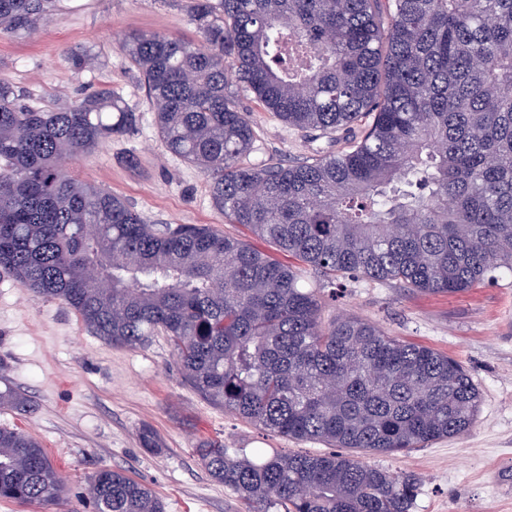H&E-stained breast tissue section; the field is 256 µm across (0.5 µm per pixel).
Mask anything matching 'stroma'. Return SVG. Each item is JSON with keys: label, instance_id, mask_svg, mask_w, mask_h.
Here are the masks:
<instances>
[{"label": "stroma", "instance_id": "stroma-1", "mask_svg": "<svg viewBox=\"0 0 512 512\" xmlns=\"http://www.w3.org/2000/svg\"><path fill=\"white\" fill-rule=\"evenodd\" d=\"M189 0H63L64 8L30 37H0V79L47 108L71 106L109 86L133 108V134L105 140L75 159L81 181L125 199L151 224H205L248 239L229 224L210 196L206 177L162 144L139 74L122 52L132 33L194 38ZM88 50L95 67L74 69L73 52ZM256 139L245 159L258 167L272 157L334 150L288 127L250 98ZM354 316L388 334L462 362L481 393L472 429L405 454H372L368 464L415 474L414 512H512V282L455 295L412 293L386 281L345 280L323 317ZM14 389L27 414L0 411V427L35 438L62 474L67 492L51 505L0 500V512H92L87 479L102 468L122 469L149 485L166 512H248L203 467L196 445L221 439L231 448L323 453L326 445L255 429L187 386L166 336L143 346L106 345L64 303L37 298L0 271V391ZM161 446L146 450L142 427Z\"/></svg>", "mask_w": 512, "mask_h": 512}]
</instances>
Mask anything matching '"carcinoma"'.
<instances>
[{
    "instance_id": "carcinoma-1",
    "label": "carcinoma",
    "mask_w": 512,
    "mask_h": 512,
    "mask_svg": "<svg viewBox=\"0 0 512 512\" xmlns=\"http://www.w3.org/2000/svg\"><path fill=\"white\" fill-rule=\"evenodd\" d=\"M59 7L0 0V35ZM189 19L194 40L123 43L158 135L208 178L228 223L295 263L206 225L149 224L75 177L74 159L136 129L112 89L45 110L1 79L0 267L106 343L167 336L207 402L333 448L249 457L201 441L208 474L252 512H412L418 479L359 456L466 434L480 391L459 361L322 310L343 278L460 294L512 277V0H191ZM241 88L345 146L243 166L255 129ZM307 269L322 287L301 286ZM4 407L29 411L11 390ZM64 490L38 441L0 428L1 499ZM87 495L93 512H166L122 470L94 472Z\"/></svg>"
}]
</instances>
